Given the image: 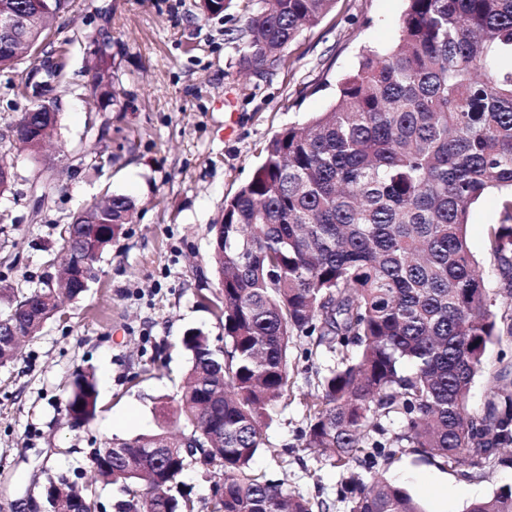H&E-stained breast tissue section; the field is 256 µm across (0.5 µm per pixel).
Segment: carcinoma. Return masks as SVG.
<instances>
[{"instance_id": "1", "label": "carcinoma", "mask_w": 512, "mask_h": 512, "mask_svg": "<svg viewBox=\"0 0 512 512\" xmlns=\"http://www.w3.org/2000/svg\"><path fill=\"white\" fill-rule=\"evenodd\" d=\"M334 0H268L246 20L240 64L273 65ZM399 37L367 52L338 87L336 103L307 126L272 137L252 179L224 203L210 261L223 280L209 303L224 318L230 348L203 332L183 337L192 355L187 386L173 411L175 431L99 449L94 481L120 483L115 512H199L180 481L190 467L215 474L224 496L207 512H315V504L256 472L264 427L292 392L293 336L336 352L337 366L303 395L304 445L347 474L348 512H423L404 488L364 482L352 463L376 450L412 448L440 467L483 471L512 447V371L497 374L482 408L467 396L487 345L512 338V0H406ZM20 54L38 59L48 24L31 26ZM112 56L92 66L106 86ZM25 107L8 127L27 135L26 117L45 110L28 83H11ZM498 191V222L488 232L499 287H486L466 233L471 209ZM136 205L112 196V211L89 210L60 235L92 272L123 234ZM61 276L40 286L0 288L13 297L4 320L36 336L66 299L88 288ZM501 305L497 315L491 307ZM91 373L65 397L76 425L96 413ZM400 430L374 438L381 419ZM189 440L191 453L183 450ZM166 448L157 458L146 448ZM162 479L164 495L142 492ZM466 512H512V490L472 502Z\"/></svg>"}]
</instances>
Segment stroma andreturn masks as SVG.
I'll return each mask as SVG.
<instances>
[{
    "instance_id": "stroma-1",
    "label": "stroma",
    "mask_w": 512,
    "mask_h": 512,
    "mask_svg": "<svg viewBox=\"0 0 512 512\" xmlns=\"http://www.w3.org/2000/svg\"><path fill=\"white\" fill-rule=\"evenodd\" d=\"M257 0H233L224 14L205 17L200 0H69L53 19L45 53L63 79L54 106L57 139L45 152L52 188L34 211L30 187L40 168L11 148L16 195L0 197L12 223L0 233V285H21L55 273L60 231L67 218L122 194L136 203L131 224L97 264V278L23 344L14 363L0 367V512L44 505L49 481L91 484L100 512H114L119 486L93 482L90 457L112 438L155 432L160 402L181 391L191 367L182 344L188 330L224 345V322L202 296L218 291L207 257L211 226L224 203L253 176L274 134L304 126L326 111L342 77L365 50L383 51L398 37L405 0H336L302 31L284 62L256 75L239 62L245 18ZM112 40L115 103L85 101L84 76L99 30ZM499 218V196L471 210L470 249L489 288L498 285L488 231ZM307 338L291 349L295 395L278 407L255 455L256 471L284 479L288 491L348 512L340 496L342 471L304 448L302 393L336 365L328 348L310 357ZM512 366V340L488 344L482 371L467 400L479 410L494 377ZM93 372L97 413L72 426L67 389L77 373ZM363 480L382 476L404 488L424 512H465L473 501L512 486V465L496 464L462 476L411 450L357 462Z\"/></svg>"
}]
</instances>
